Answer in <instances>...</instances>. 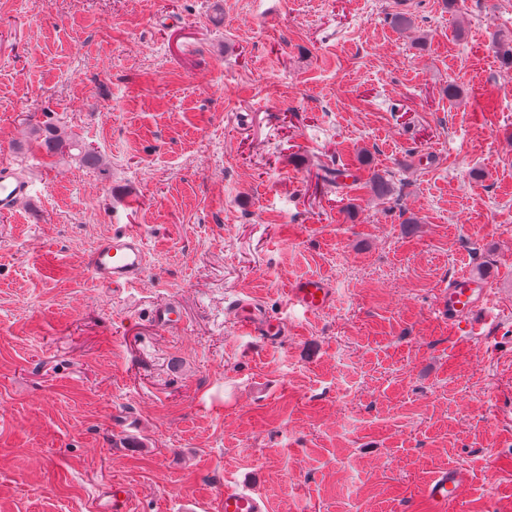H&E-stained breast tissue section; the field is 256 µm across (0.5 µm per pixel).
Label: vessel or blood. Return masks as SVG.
<instances>
[{
    "label": "vessel or blood",
    "instance_id": "vessel-or-blood-1",
    "mask_svg": "<svg viewBox=\"0 0 512 512\" xmlns=\"http://www.w3.org/2000/svg\"><path fill=\"white\" fill-rule=\"evenodd\" d=\"M34 178L9 159L0 160V214L10 215L23 206L34 193ZM85 264L93 280L104 288H129L144 278L147 270L146 244L141 232L125 229L104 238L87 256ZM334 288L322 279H304L288 290V303L303 314L315 315L334 304ZM491 290L485 281L464 273L449 282L439 304V311L449 326L469 324L473 316L487 313ZM229 313L238 333L257 338L268 346L280 345L288 334V325L272 320L260 302L235 301ZM181 307L166 301L154 309L156 326L171 329L181 324ZM466 478L463 469L451 468L435 474L423 487V497L437 512L463 494ZM220 512H267L261 493L253 487H225Z\"/></svg>",
    "mask_w": 512,
    "mask_h": 512
}]
</instances>
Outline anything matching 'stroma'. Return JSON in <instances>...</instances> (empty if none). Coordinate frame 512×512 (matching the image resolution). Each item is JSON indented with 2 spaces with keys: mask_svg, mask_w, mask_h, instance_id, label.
I'll return each mask as SVG.
<instances>
[{
  "mask_svg": "<svg viewBox=\"0 0 512 512\" xmlns=\"http://www.w3.org/2000/svg\"><path fill=\"white\" fill-rule=\"evenodd\" d=\"M499 32L512 0H0V155L38 176L0 216V512H96L115 482L135 512H218L235 483L269 512H432L451 466L447 512H512ZM44 123L100 166L47 153ZM127 225L147 274L100 287L85 257ZM466 269L495 294L455 331L436 302ZM305 277L331 308H290ZM248 297L281 346L237 333ZM334 288L322 279H304L288 289V303L304 315H315L335 303ZM154 324L171 329L181 324L183 316L180 305L175 301L158 304L154 309ZM466 478L463 469L448 468L435 474L423 487V497L442 511L443 507L455 502L463 494Z\"/></svg>",
  "mask_w": 512,
  "mask_h": 512,
  "instance_id": "stroma-1",
  "label": "stroma"
}]
</instances>
